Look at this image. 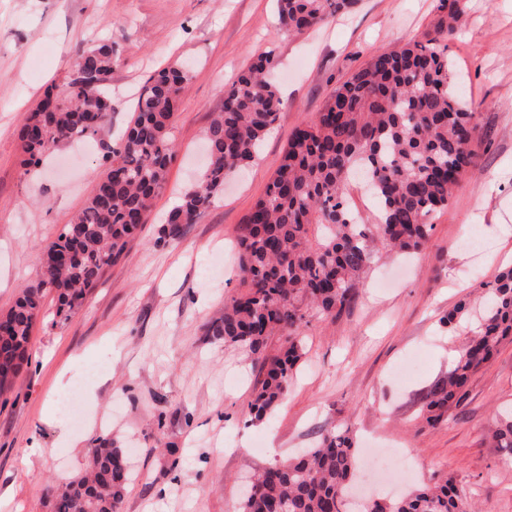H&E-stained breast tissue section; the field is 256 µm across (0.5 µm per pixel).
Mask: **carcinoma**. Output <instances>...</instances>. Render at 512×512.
Here are the masks:
<instances>
[{
	"mask_svg": "<svg viewBox=\"0 0 512 512\" xmlns=\"http://www.w3.org/2000/svg\"><path fill=\"white\" fill-rule=\"evenodd\" d=\"M355 0H277L281 24L302 32L319 27ZM439 25L427 42L380 49L336 87L315 119L296 128L273 179L239 229V269L248 292L232 299L207 335L236 346L266 366L251 402L253 419L269 417L290 391L302 357L301 336L311 312L332 315L351 300L377 245L419 250L446 208L458 176L471 164L477 124L454 91L448 37ZM112 42L78 54L77 72L61 92L49 90L20 130L24 162L37 165L61 145L95 136L112 112L109 82ZM272 60L257 57L224 97V109L206 131L208 160L161 226L157 244L176 239L224 189L228 173L252 162L273 128L282 102L266 73ZM188 71L165 68L151 76L125 132L108 150L111 160L93 194L43 253L60 261L43 279L22 289L0 314V359L19 367L26 359L43 289L57 294L56 315L68 319L84 305L105 270L124 254L167 182L174 155L170 130ZM358 178L378 206L367 225L351 210V179ZM285 336L283 353L264 355L271 336ZM512 335V268L501 272L466 348L448 375L426 394L421 415L431 426L448 418L470 375ZM489 436L512 457V415ZM356 465L349 427L332 428L298 458L263 468L243 497L242 512H471L453 481L424 483L398 499L353 502L348 483ZM131 482L125 451L91 449L85 474L55 488V512H121Z\"/></svg>",
	"mask_w": 512,
	"mask_h": 512,
	"instance_id": "carcinoma-1",
	"label": "carcinoma"
}]
</instances>
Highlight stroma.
<instances>
[{
    "instance_id": "stroma-1",
    "label": "stroma",
    "mask_w": 512,
    "mask_h": 512,
    "mask_svg": "<svg viewBox=\"0 0 512 512\" xmlns=\"http://www.w3.org/2000/svg\"><path fill=\"white\" fill-rule=\"evenodd\" d=\"M448 42L463 103L476 112L473 162L426 246L380 251L348 307L315 315L283 403L253 421L259 365L206 335L241 295L237 236L264 194L296 127L375 50L426 42L447 13L439 0H356L324 26L296 34L277 21L276 0H0V313L43 278L41 256L84 206L107 168L109 143L133 117L148 78L182 66L176 155L146 224L69 320L45 290L27 360L0 391V512H54V487L81 476L91 448H124L133 480L121 512H237L247 476L348 426L357 448L392 458L380 478L355 472L365 495L451 478L479 512H512V460L487 427L512 408V336L469 379L442 423L418 417L427 391L469 341L487 286L512 268V0H459ZM101 40L114 55L105 133L25 166L19 129L44 92L72 76L78 52ZM261 54L282 100L256 159L181 236L156 245L169 211L200 174L205 135L224 93ZM471 312L455 329L441 318L462 297ZM74 391L82 418L48 426ZM44 452L29 454L32 438Z\"/></svg>"
}]
</instances>
